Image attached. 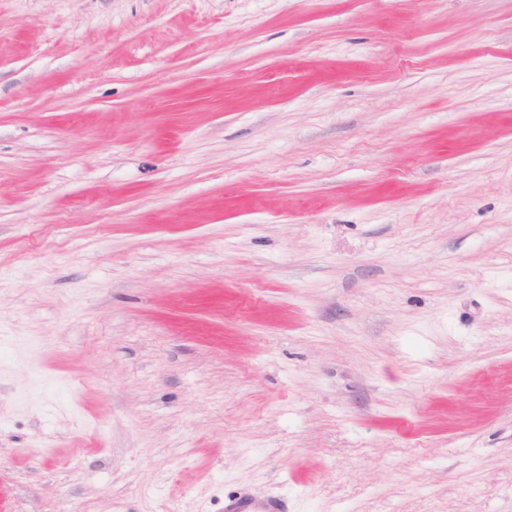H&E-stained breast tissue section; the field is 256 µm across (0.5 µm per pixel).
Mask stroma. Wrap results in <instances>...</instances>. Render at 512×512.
Returning a JSON list of instances; mask_svg holds the SVG:
<instances>
[{"mask_svg": "<svg viewBox=\"0 0 512 512\" xmlns=\"http://www.w3.org/2000/svg\"><path fill=\"white\" fill-rule=\"evenodd\" d=\"M512 512V0H0V512ZM284 505L278 499L240 497L224 502V512H284Z\"/></svg>", "mask_w": 512, "mask_h": 512, "instance_id": "1", "label": "stroma"}]
</instances>
